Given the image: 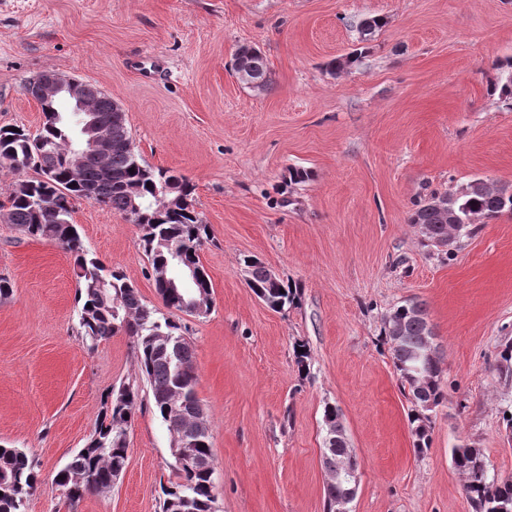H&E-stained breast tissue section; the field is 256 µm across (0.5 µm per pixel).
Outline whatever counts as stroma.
Wrapping results in <instances>:
<instances>
[{"label":"stroma","mask_w":512,"mask_h":512,"mask_svg":"<svg viewBox=\"0 0 512 512\" xmlns=\"http://www.w3.org/2000/svg\"><path fill=\"white\" fill-rule=\"evenodd\" d=\"M372 16L386 25L359 43ZM242 44L266 57L269 89L232 74ZM359 47L357 65L327 71ZM509 59L512 0H0V126L39 132L24 85L53 70L121 104L140 160L195 188L213 304L172 317L195 350L216 512H327L329 404L359 461L351 512H473L451 462L461 444L512 476V381L497 370L512 341V212L449 251L408 222L420 196L478 178L512 191V107L494 89ZM295 167L310 178L291 183ZM72 219L90 255L161 306L136 225L86 201ZM247 256L297 286L296 303L258 299ZM0 277V445L40 474L25 512H161L177 473L147 394L109 491L73 504L54 483L112 388L141 381L132 338L82 340L73 259L54 242L0 223ZM407 301L428 307L447 394L421 455L383 334Z\"/></svg>","instance_id":"1"}]
</instances>
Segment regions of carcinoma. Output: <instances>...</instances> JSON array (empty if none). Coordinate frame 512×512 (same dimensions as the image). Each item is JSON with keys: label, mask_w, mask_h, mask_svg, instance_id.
Segmentation results:
<instances>
[{"label": "carcinoma", "mask_w": 512, "mask_h": 512, "mask_svg": "<svg viewBox=\"0 0 512 512\" xmlns=\"http://www.w3.org/2000/svg\"><path fill=\"white\" fill-rule=\"evenodd\" d=\"M385 25V20L376 16L360 20L356 25L359 42L370 41ZM238 53L250 62L251 79L257 88L269 87V69L261 50L242 45ZM84 90L85 98L96 109L99 123L110 124L111 103L102 97L101 89L86 83ZM40 107L45 121L39 134L32 136L22 129L14 132L8 126L0 127V169L14 176L4 221L29 238L53 241L74 256L81 336L93 345L121 331L134 338L138 367L149 385L153 407L167 423L171 437H178V424L168 420L171 395L177 389L186 393L181 421H191L199 409L193 346L185 338L181 324L149 306L123 274L106 268L89 255L72 222V212L74 201L88 195L122 215L131 201H137L136 224L142 232L141 246L151 267L172 262V247L182 263L195 267L196 280L190 288L174 291L155 284L166 308L186 314L190 300L202 294L211 295L208 275L199 259V250L210 240V230L194 207V188L186 178L168 169L144 165L136 152L123 149L112 151L107 172L94 158H87L79 181H73L68 170L69 143L77 136L73 129L79 128L81 117L61 111V105L54 102H42ZM441 199L447 202L445 210L435 205ZM507 211H512V191L475 179L458 192H433L417 199L408 223L425 225L423 237L433 245L453 230L459 238L468 236L473 233L472 224L477 219L493 218ZM244 263L249 268V287L267 306L281 310L294 303V290L271 282L262 262L246 258ZM390 315L392 319L383 322L384 334L390 336L392 325L399 327L400 341L391 349L392 362L401 385H409L414 447L421 455L429 447L424 405L436 408L445 399L442 368L440 360H435L429 367L428 382L419 389L412 387L407 366L429 334L428 313L422 304L411 302L394 307ZM164 335L182 340L181 358L187 369L182 376L169 367L162 349ZM499 372L512 379V343L499 351ZM139 393V385L123 383L112 388L104 399L94 433L55 479L70 502H78L88 493L109 490L116 473L124 470L126 433L136 414ZM451 456L455 467L465 475L464 492L474 512H512V477L490 474L483 449L463 444L453 448ZM175 462L178 481L164 490L163 512H211L213 473L198 469L189 460L177 458ZM38 484V471L27 454L1 445L0 512H24L25 501Z\"/></svg>", "instance_id": "1"}]
</instances>
